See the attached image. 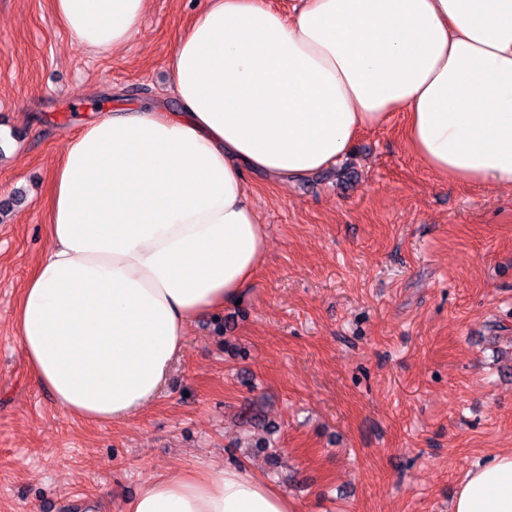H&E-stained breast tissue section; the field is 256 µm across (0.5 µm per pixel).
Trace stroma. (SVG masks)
<instances>
[{"instance_id": "35a3bbf8", "label": "stroma", "mask_w": 512, "mask_h": 512, "mask_svg": "<svg viewBox=\"0 0 512 512\" xmlns=\"http://www.w3.org/2000/svg\"><path fill=\"white\" fill-rule=\"evenodd\" d=\"M199 9L151 0L98 56L53 0H0V512H122L206 466L247 467L293 512H450L467 471L512 450V188L439 181L400 112L321 173L248 174L266 261L188 326L155 404L92 425L30 377L14 313L64 143L102 112L179 111L167 60Z\"/></svg>"}]
</instances>
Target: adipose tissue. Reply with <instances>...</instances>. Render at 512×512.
<instances>
[{
	"mask_svg": "<svg viewBox=\"0 0 512 512\" xmlns=\"http://www.w3.org/2000/svg\"><path fill=\"white\" fill-rule=\"evenodd\" d=\"M150 0H53L113 53ZM181 111L100 114L65 143L47 247L15 311L34 383L66 416L124 422L161 395L188 324L248 289L266 230L247 173L323 169L407 115L444 180L512 188V0H204L167 61ZM126 512H292L238 466L155 479ZM451 512H512V451L470 469Z\"/></svg>",
	"mask_w": 512,
	"mask_h": 512,
	"instance_id": "adipose-tissue-1",
	"label": "adipose tissue"
}]
</instances>
